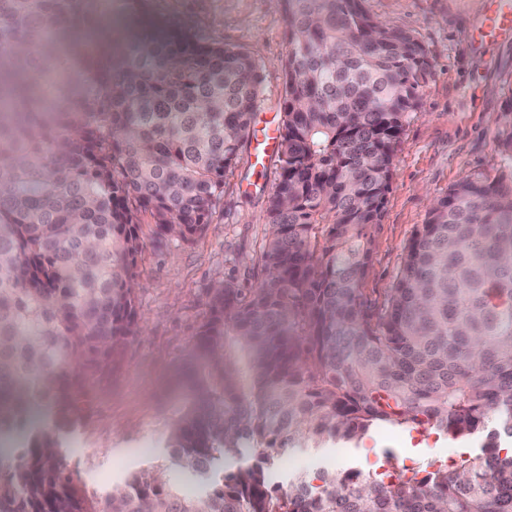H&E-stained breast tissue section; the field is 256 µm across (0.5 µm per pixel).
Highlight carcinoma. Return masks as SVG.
Returning <instances> with one entry per match:
<instances>
[{
  "label": "carcinoma",
  "instance_id": "cac0c4a2",
  "mask_svg": "<svg viewBox=\"0 0 512 512\" xmlns=\"http://www.w3.org/2000/svg\"><path fill=\"white\" fill-rule=\"evenodd\" d=\"M279 173L258 286L226 282L189 352L163 447L205 495L148 471L87 499L60 455L90 382L137 332L135 268L202 234L250 139L251 58L181 31L89 49L101 0H0V512H512V173L448 188L383 305L364 293L405 124L431 62L362 0H279ZM512 162V123L494 139ZM428 425L474 455L321 471L283 490V448Z\"/></svg>",
  "mask_w": 512,
  "mask_h": 512
}]
</instances>
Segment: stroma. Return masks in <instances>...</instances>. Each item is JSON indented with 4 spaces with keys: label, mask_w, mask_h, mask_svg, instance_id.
Here are the masks:
<instances>
[{
    "label": "stroma",
    "mask_w": 512,
    "mask_h": 512,
    "mask_svg": "<svg viewBox=\"0 0 512 512\" xmlns=\"http://www.w3.org/2000/svg\"><path fill=\"white\" fill-rule=\"evenodd\" d=\"M384 25L411 32L432 63L419 107L403 129L385 212L374 233L372 264L364 283L382 303L402 265L404 248L437 198L462 178L498 179L508 163L494 145L512 100V40L482 38L485 0H363ZM147 21L188 30L200 41L223 43L258 65L261 94L255 123L279 124L288 54L284 16L277 0H146ZM136 14L121 5L104 12L89 45L131 35ZM278 156L257 165L246 142L224 179V197L205 232L192 240L167 238L147 245L135 269L139 333L120 367L91 388L83 419L60 453L87 495L122 483L131 473L157 469L181 481L159 440L180 407L175 377L185 365L199 328L209 317L208 293L220 282L253 287L267 235L266 207L278 177ZM472 443L448 439L427 427L406 432L381 426L360 448H291L276 465L280 482L320 470L410 468L427 474L470 453Z\"/></svg>",
    "instance_id": "obj_1"
}]
</instances>
